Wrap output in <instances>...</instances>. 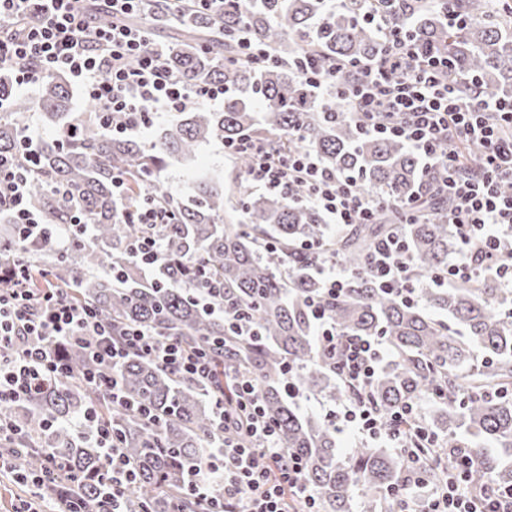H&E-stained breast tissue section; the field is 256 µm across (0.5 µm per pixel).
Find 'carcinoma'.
I'll list each match as a JSON object with an SVG mask.
<instances>
[{"label": "carcinoma", "instance_id": "1", "mask_svg": "<svg viewBox=\"0 0 512 512\" xmlns=\"http://www.w3.org/2000/svg\"><path fill=\"white\" fill-rule=\"evenodd\" d=\"M412 13L407 40L448 57L460 93L492 99L512 90V0H448L423 4L400 0L395 10ZM382 11L374 0H346L325 14L323 0H260L243 16L214 15L189 0H149L146 16L166 33L168 67L195 85L222 82L230 94L224 106L210 110L189 105L150 139L114 135L92 113L74 112L65 76L42 78L37 106L62 131L78 124L75 140L55 138L39 144L40 170L29 182V199L47 224L87 222L93 240L75 232L65 251L35 246L40 266L59 288H71L105 319L148 328L161 337L210 352L224 350V368L240 367L256 381L268 418L281 444L305 462L303 481L321 512H352L359 495L366 507L390 509V492L421 474L431 487L442 477L438 457L464 448L473 460L469 490L486 495L512 487V288L481 278L452 288L431 287L432 277L448 266L459 243L448 226V201L423 172V162L402 140L361 134L353 117L340 112V100H326L301 80L296 63L313 57L340 61L336 85L357 80L359 61L375 59L384 48L376 24L363 18ZM458 16L450 27L444 12ZM246 33H241V29ZM266 48L277 63L258 67L241 58L240 35ZM29 102L12 98L0 114V153L22 152L21 137ZM249 137L284 153L309 148L322 163L354 175L359 187L389 200L372 223L355 224L337 234L316 208L300 203L307 189H294V200L241 192L244 223L224 222V173L198 176L187 191L162 179L175 163L191 161L199 147L213 140ZM124 180L123 199L113 183ZM413 197L423 212L421 223L402 226L411 254L410 282L418 299L402 302L376 287L368 268L374 244L402 220L397 207ZM165 203L176 223L160 233L163 259L153 286L131 245L142 226L125 222L122 211L147 201ZM10 216L0 209V259L17 258ZM270 243L276 252L268 253ZM315 243L316 251L304 248ZM323 256H336L348 271L341 294L326 301L338 331L381 339L387 358L374 379L372 394L389 416L415 403L435 438V447L416 448L412 424L401 427L404 448H336L333 422L304 416L288 403L285 381L295 391L342 404L349 398L336 375L334 360L319 346L309 303L322 296L313 269ZM202 265L208 279L222 283L217 297L224 314L255 330L250 337L232 332L221 316L204 313L193 299L207 285L195 275ZM69 382H49L22 405L0 407V417L20 419L34 445L5 448L20 469L36 471L44 449L55 452L68 473L78 478L79 493L100 508L103 481L101 452L71 429H45V420L71 422L95 394L73 380L96 369L83 350H64ZM115 374L125 394L149 405L154 430L137 416L106 403L102 411L119 437L122 452L139 474L126 499L127 512H200L191 475L203 467L222 434L214 424L219 386L181 379L161 365L137 356L124 360Z\"/></svg>", "mask_w": 512, "mask_h": 512}]
</instances>
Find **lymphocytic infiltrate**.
<instances>
[{
	"mask_svg": "<svg viewBox=\"0 0 512 512\" xmlns=\"http://www.w3.org/2000/svg\"><path fill=\"white\" fill-rule=\"evenodd\" d=\"M85 2L0 0V70H11L19 87L35 86L48 74L67 76L95 104L107 129L121 134L140 133L190 103L223 102V85L193 87L167 68L166 48L155 41L150 26L94 25ZM377 21L387 37V49L379 58L360 63L347 99L361 132L406 142L422 157L426 176L436 180L450 203L448 224L459 239L460 252L434 275V284L454 285L488 273L500 286L512 288V195L499 190L502 182H512V94L491 103L458 97L447 59L408 43L403 26L389 16L378 15ZM23 142L22 154H0V205L17 226L16 249L24 258L23 263L0 266V405L26 403L49 381L66 378L63 356L50 346L51 341H64L79 344L96 364V371L84 377L88 388L112 406L151 422V408L129 402L107 368L138 355L178 377L210 382L216 378L217 364L208 353L179 340L130 326L112 327L49 277H42L39 288H31L36 261L30 244L46 241L64 250L70 239L52 233L29 204V177L40 162L38 132L28 130ZM461 144L480 147L477 175L464 173L457 151ZM223 149L232 157H248L246 181L252 188L288 198L294 187L306 186L305 203L319 209L330 223H370L382 205L359 189L354 176L325 170L311 149L279 155L247 141L227 142ZM129 219L144 227L134 242L141 267L157 270L162 250L154 230L172 223L171 209L153 204L131 213ZM370 271L378 287L415 300L402 230L375 244ZM310 308L320 346L335 358L337 375L355 393L353 401L336 406L334 417L361 435L402 447L396 426L415 417L418 408L408 403L389 416L377 409L371 390L384 355L381 340L338 332L322 301H312ZM228 380L232 400L218 404L214 414L222 441L209 455L207 480L195 483L204 502L202 512H289L292 496L303 502V512H321L303 482L304 461L283 448L254 379L236 372ZM74 427L101 450L107 474L101 492L107 512H125V499L137 485L138 474L126 461L117 435L93 403ZM470 463L466 452H449L439 485L420 502L407 488L396 489L394 512H512V490L482 497L464 492ZM60 468L53 454H46L41 471L25 481L58 512H94L76 498L72 484L57 480ZM211 481L221 484V498L209 495Z\"/></svg>",
	"mask_w": 512,
	"mask_h": 512,
	"instance_id": "lymphocytic-infiltrate-1",
	"label": "lymphocytic infiltrate"
}]
</instances>
